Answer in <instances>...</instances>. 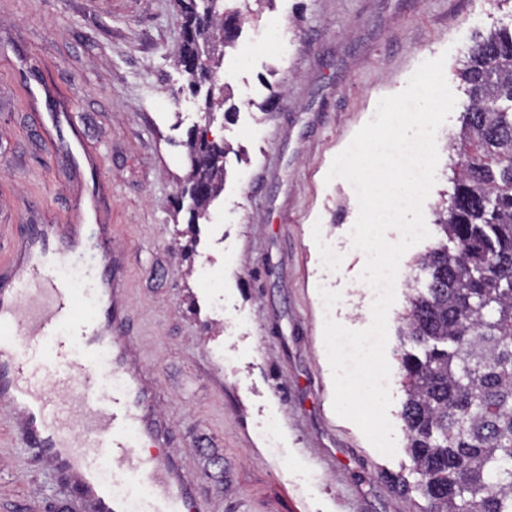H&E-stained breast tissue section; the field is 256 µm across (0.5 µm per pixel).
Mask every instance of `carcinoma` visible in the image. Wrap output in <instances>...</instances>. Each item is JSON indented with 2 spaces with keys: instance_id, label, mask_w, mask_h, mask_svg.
Returning <instances> with one entry per match:
<instances>
[{
  "instance_id": "cac0c4a2",
  "label": "carcinoma",
  "mask_w": 512,
  "mask_h": 512,
  "mask_svg": "<svg viewBox=\"0 0 512 512\" xmlns=\"http://www.w3.org/2000/svg\"><path fill=\"white\" fill-rule=\"evenodd\" d=\"M256 8L176 0L184 25L174 61L187 88L215 86V43H235ZM469 103L450 136L453 194L434 213L437 244L417 260L399 327L407 454L424 512H512V27L476 38L463 68ZM190 169L173 203L188 223L224 189L223 144L196 129Z\"/></svg>"
}]
</instances>
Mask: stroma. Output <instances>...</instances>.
I'll list each match as a JSON object with an SVG mask.
<instances>
[{"mask_svg":"<svg viewBox=\"0 0 512 512\" xmlns=\"http://www.w3.org/2000/svg\"><path fill=\"white\" fill-rule=\"evenodd\" d=\"M184 18L174 0H0V244L42 214L63 221L91 176L68 143H49L43 112H69L100 157L102 217L129 262L131 330L155 373L160 405L207 456L209 512H420L400 417L405 394L397 330L405 287L388 312L386 357L396 453L386 456L333 410L320 289L338 291L337 321L367 328L356 294L367 256L351 245L354 188L326 181L333 158L404 89L424 61L444 57L456 104L437 133L436 183L425 217L452 192L448 138L468 98L457 76L477 33L512 26V0H275L227 48L211 127L229 149L224 189L187 233L173 199L187 176L186 141L204 124V95L187 92L171 52ZM275 97L273 112L257 106ZM233 113H226V106ZM323 225L341 262L326 270ZM277 415L280 446L261 427ZM0 411V512H59L60 481L11 443Z\"/></svg>","mask_w":512,"mask_h":512,"instance_id":"stroma-1","label":"stroma"}]
</instances>
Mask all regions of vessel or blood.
<instances>
[{
	"instance_id": "b4317fda",
	"label": "vessel or blood",
	"mask_w": 512,
	"mask_h": 512,
	"mask_svg": "<svg viewBox=\"0 0 512 512\" xmlns=\"http://www.w3.org/2000/svg\"><path fill=\"white\" fill-rule=\"evenodd\" d=\"M96 197L69 223L33 224L0 263V407L14 437L61 476L64 512H207L177 454L153 374L131 334L126 253ZM94 251V303L57 267ZM149 443L151 457L138 448Z\"/></svg>"
}]
</instances>
